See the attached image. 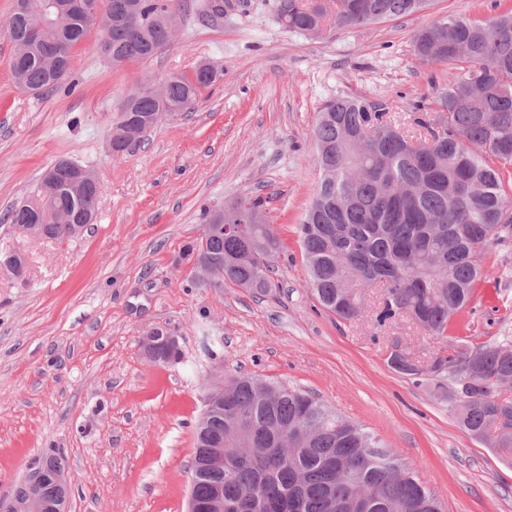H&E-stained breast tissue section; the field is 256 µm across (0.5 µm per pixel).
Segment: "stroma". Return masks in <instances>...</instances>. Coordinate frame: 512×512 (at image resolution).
<instances>
[{
  "instance_id": "stroma-1",
  "label": "stroma",
  "mask_w": 512,
  "mask_h": 512,
  "mask_svg": "<svg viewBox=\"0 0 512 512\" xmlns=\"http://www.w3.org/2000/svg\"><path fill=\"white\" fill-rule=\"evenodd\" d=\"M278 0H182L173 41L152 58L112 65L90 32L74 49L72 91L35 97L14 84L13 45L0 33V214L28 200L45 170L67 159L94 170L97 219L65 242L0 226V496L28 460H68V512H186L193 430L207 391L244 374L306 391L396 450L444 512H512V455L468 436L433 380L387 365L393 339L423 365L452 341L512 336V236L480 256L486 275L446 339L409 320L347 322L308 286L298 226L319 172L313 128L337 96L387 104L413 129L414 103L454 79L419 63L412 35L444 14L472 18L512 0H431L419 14L343 29L323 40L288 31ZM222 69L194 110L162 119L112 156L108 131L124 97L198 62ZM267 198L282 242L274 288L259 294L203 280L185 252L207 211ZM159 328L183 358L153 364L140 338ZM217 338L210 356L205 337Z\"/></svg>"
}]
</instances>
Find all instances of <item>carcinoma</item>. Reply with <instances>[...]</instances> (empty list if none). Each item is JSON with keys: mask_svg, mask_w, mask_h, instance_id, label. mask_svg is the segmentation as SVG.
Returning <instances> with one entry per match:
<instances>
[{"mask_svg": "<svg viewBox=\"0 0 512 512\" xmlns=\"http://www.w3.org/2000/svg\"><path fill=\"white\" fill-rule=\"evenodd\" d=\"M177 0H103L101 36L112 46V65L143 61L173 40L167 19ZM68 0H14L4 24L14 49L15 84L36 95L62 88L72 57L50 61L54 48H75L91 23L70 14ZM429 0H279L278 18L311 39L427 9ZM426 64L460 63L461 72L416 105L419 137L409 136L386 108L362 97H336L319 109L314 127L320 178L298 234L308 283L320 304L344 321H356L368 288L381 291L374 310L380 326L407 318L421 331L445 336L484 272L478 254L512 232V189L502 168L512 167V8L485 19L443 15L413 35ZM221 76L200 62L190 74L166 78L162 93L144 85L126 97L109 136L121 144L134 130L193 110L202 91ZM54 190L42 177L37 198L13 206L0 224H51L66 212L74 224H91L100 190H70L69 161L53 166ZM249 222L234 236L216 229L222 209L208 213L187 255L195 264L240 254L224 265V280L264 294L273 287L267 254L280 241L267 224V200L244 199ZM394 371L445 378L448 404L462 397L457 415L472 438L512 449V399L499 387L512 380V339L455 342L428 369L387 358ZM193 490L202 504L214 488L224 512H442L438 498L406 468L397 453L367 427L318 398L285 385L232 375L224 398L201 415L193 435Z\"/></svg>", "mask_w": 512, "mask_h": 512, "instance_id": "carcinoma-1", "label": "carcinoma"}]
</instances>
